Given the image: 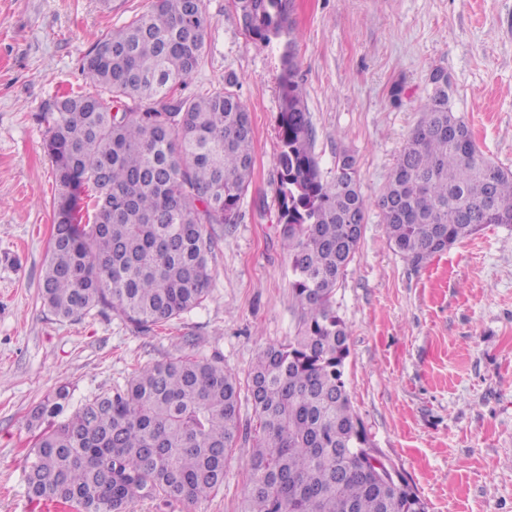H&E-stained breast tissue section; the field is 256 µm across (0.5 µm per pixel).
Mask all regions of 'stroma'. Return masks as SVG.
<instances>
[{
  "instance_id": "obj_1",
  "label": "stroma",
  "mask_w": 512,
  "mask_h": 512,
  "mask_svg": "<svg viewBox=\"0 0 512 512\" xmlns=\"http://www.w3.org/2000/svg\"><path fill=\"white\" fill-rule=\"evenodd\" d=\"M152 4L0 0V512H59L32 501L26 483L30 416L58 385L69 387L71 414L184 353L221 360L243 380L259 350L295 335L275 193L291 68L324 178L353 154L367 201L336 310L349 329L347 388L371 446L428 512H512V228L488 226L416 267L390 245L376 206L437 68L481 151L512 170V0H292L268 42L245 34L233 0H203L206 49L186 91L234 75L254 131L238 220L210 227L209 295L148 332L108 308L61 320L40 298L58 186L39 108L90 92L86 53ZM248 446L239 441L207 500H143L134 512H246Z\"/></svg>"
}]
</instances>
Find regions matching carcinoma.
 Wrapping results in <instances>:
<instances>
[{
    "mask_svg": "<svg viewBox=\"0 0 512 512\" xmlns=\"http://www.w3.org/2000/svg\"><path fill=\"white\" fill-rule=\"evenodd\" d=\"M234 4L250 36L269 40L286 23V0ZM207 34L201 0H156L83 58L84 79L112 103L81 93L42 105L58 200L40 291L54 316L74 321L110 307L148 331L207 299L205 225L236 223L254 166L251 118L234 79L183 94ZM429 82L377 201L389 242L417 267L487 225L512 227V171L478 148L448 78L436 69ZM284 83L276 195L299 316L295 336L261 351L247 376L256 418L250 512H427L409 486L382 485L357 456L370 440L346 390L348 332L335 295L367 204L353 155L339 156L333 178H323L293 68ZM240 390L220 362L184 354L140 368L125 387L56 423L70 396L60 385L30 418L40 433L29 493L78 512L205 500L224 486L242 434Z\"/></svg>",
    "mask_w": 512,
    "mask_h": 512,
    "instance_id": "obj_1",
    "label": "carcinoma"
}]
</instances>
